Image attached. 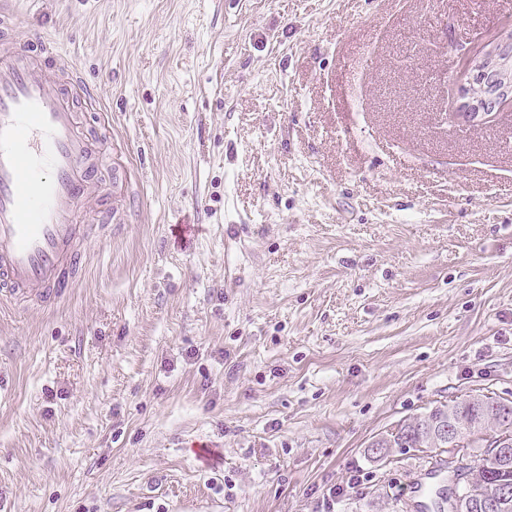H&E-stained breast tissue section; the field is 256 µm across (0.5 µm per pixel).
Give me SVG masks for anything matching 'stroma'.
I'll list each match as a JSON object with an SVG mask.
<instances>
[{
    "instance_id": "stroma-1",
    "label": "stroma",
    "mask_w": 512,
    "mask_h": 512,
    "mask_svg": "<svg viewBox=\"0 0 512 512\" xmlns=\"http://www.w3.org/2000/svg\"><path fill=\"white\" fill-rule=\"evenodd\" d=\"M510 25L512 0H17L112 137L82 277L0 302V512L415 503L428 455L368 443L512 401V100L444 117Z\"/></svg>"
}]
</instances>
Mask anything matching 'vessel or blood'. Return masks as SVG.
<instances>
[{
  "mask_svg": "<svg viewBox=\"0 0 512 512\" xmlns=\"http://www.w3.org/2000/svg\"><path fill=\"white\" fill-rule=\"evenodd\" d=\"M13 0H0V299L60 298L85 270L73 204L89 198L101 141L85 135L76 98L97 88L77 72L51 84L57 43L11 34Z\"/></svg>",
  "mask_w": 512,
  "mask_h": 512,
  "instance_id": "obj_1",
  "label": "vessel or blood"
}]
</instances>
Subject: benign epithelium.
Wrapping results in <instances>:
<instances>
[{
  "instance_id": "1",
  "label": "benign epithelium",
  "mask_w": 512,
  "mask_h": 512,
  "mask_svg": "<svg viewBox=\"0 0 512 512\" xmlns=\"http://www.w3.org/2000/svg\"><path fill=\"white\" fill-rule=\"evenodd\" d=\"M471 70L483 75L466 88L469 101L467 111L461 116L471 123H484L493 114L500 101V95L512 88V44L506 42L496 47L483 60L473 64L466 62ZM432 442L443 444L442 452L448 460L455 461L467 454L469 449L478 447L486 451V457L500 464L503 469L512 468V435H484L474 429L468 435H460L453 416L434 419L427 423ZM512 497V485L502 482L491 488L476 484L468 471H463L454 490L455 512H499L503 504Z\"/></svg>"
}]
</instances>
